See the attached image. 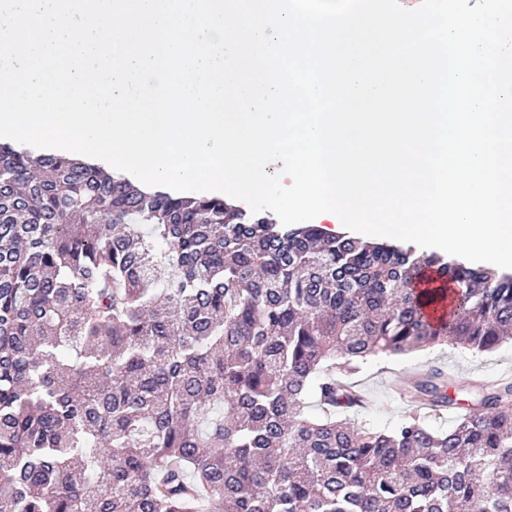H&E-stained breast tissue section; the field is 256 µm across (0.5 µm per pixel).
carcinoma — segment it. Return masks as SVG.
<instances>
[{
	"label": "carcinoma",
	"mask_w": 512,
	"mask_h": 512,
	"mask_svg": "<svg viewBox=\"0 0 512 512\" xmlns=\"http://www.w3.org/2000/svg\"><path fill=\"white\" fill-rule=\"evenodd\" d=\"M506 341L512 274L0 142V512H512V383L381 431L336 378Z\"/></svg>",
	"instance_id": "obj_1"
}]
</instances>
